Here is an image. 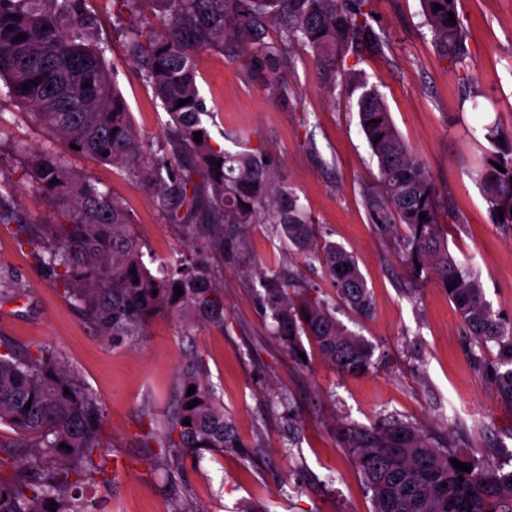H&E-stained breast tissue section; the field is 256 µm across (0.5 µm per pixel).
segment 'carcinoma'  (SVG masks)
<instances>
[{"mask_svg":"<svg viewBox=\"0 0 512 512\" xmlns=\"http://www.w3.org/2000/svg\"><path fill=\"white\" fill-rule=\"evenodd\" d=\"M125 2L135 16L138 4L149 3L162 20L159 35L132 20L126 45L141 79L169 116V150L161 160L145 151L106 65L92 0H0V80L57 142L30 156L27 175L35 190L70 217L67 224L41 225L39 258L82 317L114 344L143 335L149 320L164 310L186 318L187 329L196 322L224 325V289L213 281L209 252H234L236 239L224 237V226L245 229L257 222L276 225L280 236L322 266L349 309L363 318L371 315L370 292L352 255L333 242H316L299 198L275 179V159L259 150H218L203 125L209 111L196 80L198 51L220 52L231 63L248 58L260 67L278 63L291 45L301 43L312 49L326 92L340 82L357 94L360 126L379 168L381 191L364 197L372 223L382 234L403 229L402 262L411 278L437 277L474 346L498 347L492 372L498 393L511 403L512 321L492 311L476 274L448 251L437 189L424 163L399 135L379 91L362 71L346 66L348 52L382 42L370 24L372 0ZM421 6L438 55L454 66L461 63L463 26L460 17L451 23L447 15L458 13L457 0H421ZM270 27L278 32L275 43L264 40ZM186 98L188 103L177 106ZM486 130L492 149L475 172L494 223L511 227L512 130L496 123ZM73 144L140 180L173 222L200 225L206 249L149 267L121 199L65 166L63 153ZM258 281L272 333L288 355L298 357L301 337L307 336L344 374L375 367L373 347L337 320L319 292L303 288L292 294L290 282L275 271L259 273ZM176 286L183 291L178 298ZM177 384L163 422L147 433L172 476L188 454L236 447L202 360L186 359ZM191 385L196 390L189 395ZM193 399L199 404L187 407ZM101 418L91 392L52 351L39 347L18 354L1 343L0 423L13 434L0 440V512H50L51 501L56 512H97L98 502L85 496L84 487L109 482L110 462L100 451ZM185 419L190 425L182 424ZM347 443L371 492L373 512H512V471L441 447L408 421L388 416L371 429H351ZM453 459L471 465V471L457 470Z\"/></svg>","mask_w":512,"mask_h":512,"instance_id":"1","label":"carcinoma"}]
</instances>
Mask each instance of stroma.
Instances as JSON below:
<instances>
[{"mask_svg": "<svg viewBox=\"0 0 512 512\" xmlns=\"http://www.w3.org/2000/svg\"><path fill=\"white\" fill-rule=\"evenodd\" d=\"M98 34L110 46L109 68L146 149L162 155L168 117L125 51L130 12L123 0H95ZM465 29V62L451 66L436 52L420 0H373L370 23L379 45L348 54L383 95L397 131L422 160L438 192V213L448 249L479 275L493 311L512 318V228L493 223L470 169L485 125L512 127V0H457ZM197 84L208 109L211 144L231 152L261 150L276 160V177L304 206L321 239L350 252L371 293L363 319L337 302L319 263L295 253L273 225L253 224L244 246L212 254L216 283L224 288L223 327L183 332L167 313L144 335L115 345L100 336L63 297L38 258V246L19 245L14 225L0 224V289L20 290L0 305V340L15 349L49 348L76 373L103 410L101 452L117 461L97 495L105 512H372L371 493L346 446L348 429L369 428L387 414L413 423L455 450L477 449L479 459L512 470V404L502 400L483 358L442 285L409 279L397 235L380 234L364 204L378 189L379 172L361 130L354 98L344 86L326 94L312 50L294 45L276 68L201 51ZM293 94L275 99L271 78ZM0 204L27 224H65L69 218L34 191L23 142L38 151L53 138L26 107L0 96ZM63 160L75 173L109 188L131 212L132 232L146 250L165 259L187 253L201 232L171 223L146 187L126 172L82 154ZM284 272L321 289L336 317L374 347L368 374L346 376L311 340L304 359L289 356L271 333L259 298L258 270ZM201 358L239 446L187 460L173 487L143 435L173 403L185 356Z\"/></svg>", "mask_w": 512, "mask_h": 512, "instance_id": "obj_1", "label": "stroma"}]
</instances>
